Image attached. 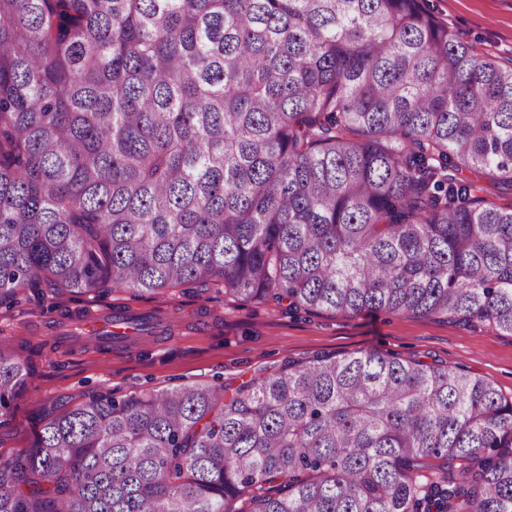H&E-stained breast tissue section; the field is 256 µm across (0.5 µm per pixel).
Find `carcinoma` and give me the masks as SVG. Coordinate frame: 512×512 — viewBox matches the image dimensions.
<instances>
[{"label": "carcinoma", "instance_id": "cac0c4a2", "mask_svg": "<svg viewBox=\"0 0 512 512\" xmlns=\"http://www.w3.org/2000/svg\"><path fill=\"white\" fill-rule=\"evenodd\" d=\"M465 169L512 184V66L420 0H0L1 304L179 287L512 334V204ZM30 375L0 342V412ZM0 512H512V400L365 350L99 393L0 460ZM463 174L475 182L478 187L485 189L477 194L485 197L488 201L499 205L512 203V186L510 184H493L481 173L471 174L468 171H463Z\"/></svg>", "mask_w": 512, "mask_h": 512}]
</instances>
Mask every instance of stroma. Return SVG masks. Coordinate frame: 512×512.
Here are the masks:
<instances>
[{
  "label": "stroma",
  "mask_w": 512,
  "mask_h": 512,
  "mask_svg": "<svg viewBox=\"0 0 512 512\" xmlns=\"http://www.w3.org/2000/svg\"><path fill=\"white\" fill-rule=\"evenodd\" d=\"M423 5L475 53L512 65V0H423ZM117 304L138 312L166 311L180 325L171 335L107 353L92 346L71 349L46 328L58 319L60 307L106 310ZM4 339L41 353L25 390L0 416V460L31 447L48 412L67 410L97 393L126 397L197 382L235 387L291 361L359 349L464 369L512 399V335L436 317L291 313L273 303L254 307L221 294L205 300L178 288L142 298L66 294L41 304L24 291L14 303L0 305Z\"/></svg>",
  "instance_id": "obj_1"
}]
</instances>
